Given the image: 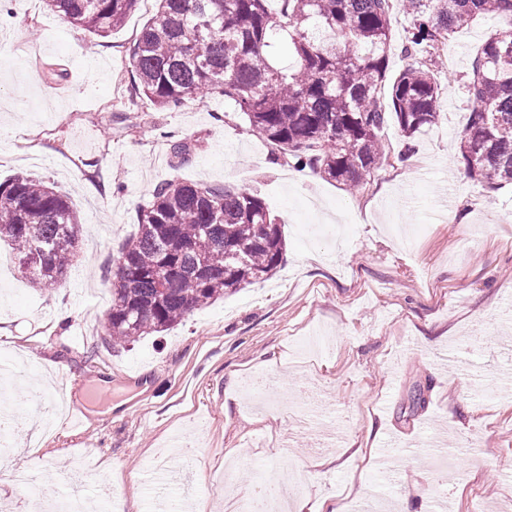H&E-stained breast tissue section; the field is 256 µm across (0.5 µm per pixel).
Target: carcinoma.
<instances>
[{
    "label": "carcinoma",
    "mask_w": 512,
    "mask_h": 512,
    "mask_svg": "<svg viewBox=\"0 0 512 512\" xmlns=\"http://www.w3.org/2000/svg\"><path fill=\"white\" fill-rule=\"evenodd\" d=\"M65 23L102 37L138 0H45ZM156 0L131 49L136 90L175 109L219 91L288 162L348 191L383 157L380 133L405 138L437 123L439 46L512 0ZM409 18L388 75L396 8ZM294 61L281 63L283 51ZM471 100L458 162L481 187L512 183V35L490 36L472 62ZM80 227L65 195L34 176L0 183V240L33 282L47 288L72 265ZM285 240L263 199L230 185L167 180L140 210L137 230L111 275L106 330L113 344L169 330L227 293L272 277Z\"/></svg>",
    "instance_id": "carcinoma-1"
}]
</instances>
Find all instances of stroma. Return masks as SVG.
<instances>
[{
	"label": "stroma",
	"mask_w": 512,
	"mask_h": 512,
	"mask_svg": "<svg viewBox=\"0 0 512 512\" xmlns=\"http://www.w3.org/2000/svg\"><path fill=\"white\" fill-rule=\"evenodd\" d=\"M151 15L137 5L100 37L70 28L45 0H10L0 21V38L18 47L0 61V182L44 178L82 226L55 287H35L18 267L0 285V353L50 363L38 380L65 376L86 413L82 433L56 424L42 458L0 463L37 473L46 498L80 485L120 512L176 501V482L154 467L175 443L200 512H228L222 480L257 496L299 467L306 481L293 495L306 512L349 500L384 512L441 502L512 512V185L455 179L472 59L512 18L485 15L449 38L438 123L403 163L401 132L388 124L385 160L352 193L277 158L220 94L159 110L135 92L130 50ZM176 142L189 149L180 165ZM173 178L257 193L281 226L284 261L168 331L112 344L104 272L154 186ZM250 371L284 385L261 412L246 403ZM307 384L335 412L314 433L288 412ZM351 442L361 454L346 452ZM386 453L389 476L375 465Z\"/></svg>",
	"instance_id": "1"
}]
</instances>
